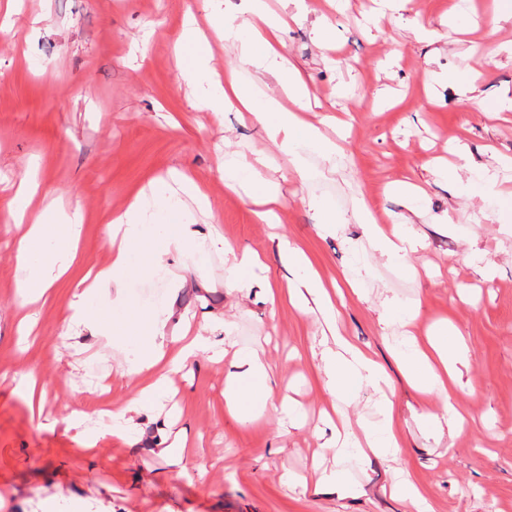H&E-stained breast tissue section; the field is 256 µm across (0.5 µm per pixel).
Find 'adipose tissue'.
<instances>
[{
    "instance_id": "ef3b65f1",
    "label": "adipose tissue",
    "mask_w": 512,
    "mask_h": 512,
    "mask_svg": "<svg viewBox=\"0 0 512 512\" xmlns=\"http://www.w3.org/2000/svg\"><path fill=\"white\" fill-rule=\"evenodd\" d=\"M212 25L223 35L225 42L236 49L237 62L227 67L223 81L218 82L211 77V55L202 49L193 54L184 78L190 84L203 87L200 104L213 110L234 107L252 113L264 126L270 140L290 156L291 173L301 181L313 177L305 161L308 153H317L323 163L335 166L342 148L305 119L309 109L308 87L303 75L289 65L280 23L264 15L255 24L239 19L237 14L220 12L214 15ZM263 73L276 78L280 95L264 92L259 79ZM266 166L267 158L262 154L250 161L228 154L221 162L225 188L247 190L251 214L260 224L273 223L286 203L277 184L264 178ZM172 181L198 206H209L208 194L190 175L174 172L169 178L157 180L152 184L150 194L134 195L125 208L113 215L104 239L110 260L104 265L85 263L79 252L82 233L79 211L44 209L30 213L35 186L16 192L6 220V230L16 234L15 265L22 297L19 304L22 321L35 320L36 304L57 281L69 275L73 264L83 263L93 277L77 290L63 319L65 327L82 325L94 335L110 339L127 335L130 321H137L142 326L144 338L136 343L130 370L136 379L135 395L119 406L98 401L94 412L104 419L132 422L148 404L168 393L172 374L186 360L200 352L222 358L228 353L227 345L232 342L228 335L216 339L198 332L175 353H167L166 308L161 306L143 311L127 302L123 294L112 293L111 285L118 274L143 270L165 273L169 267L163 259L170 254L178 253L197 260L206 252L220 250L229 264L227 287L243 294L252 288L256 280L254 270L261 265L257 255L238 250L227 242L219 226H212L208 237L198 238L189 223L187 206L171 201L166 195ZM354 217L363 224L373 249L390 266L411 271L409 257L422 246L411 225L385 227L377 224L370 203L364 199L359 200ZM280 248L282 260L301 271L300 277L288 280L285 285L289 299L300 305L310 298L320 303L325 322L333 331L331 343L325 344L321 351L327 387L332 396L343 398L356 384L382 387L385 382L383 368L347 337L336 332V309L321 276L305 253L286 239L281 240ZM415 318V308L404 310L402 329L408 332ZM447 333V328H439L434 337L422 343L408 332L399 356L416 390L439 399L436 408L425 413L426 423L435 429L448 426L450 432L458 434L462 431V421L452 403L457 385V368L452 357L455 347L448 343ZM233 355L234 370L229 373L224 390L229 414L242 422L258 411L291 417L295 407L286 399L275 398L262 353L256 349H239ZM322 448L333 453L338 467L322 475L320 481L338 489L350 483L344 468L346 461L362 463L374 457L396 456L400 441L392 400L385 397L379 401L376 421L365 425L362 434H355L344 424L332 426L331 435L325 439Z\"/></svg>"
}]
</instances>
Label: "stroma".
Returning a JSON list of instances; mask_svg holds the SVG:
<instances>
[{
	"label": "stroma",
	"instance_id": "obj_1",
	"mask_svg": "<svg viewBox=\"0 0 512 512\" xmlns=\"http://www.w3.org/2000/svg\"><path fill=\"white\" fill-rule=\"evenodd\" d=\"M238 2L15 0L11 16L0 14V216L18 186L38 178L45 192L32 211L81 209L80 250L105 264L112 213L170 171L193 175L212 203L211 213L196 214L197 230L222 225L227 241L257 252L265 264L260 283L246 296L225 288L224 257L213 254L185 268L179 283L131 273L122 291L144 310L169 306L172 328L189 317L229 323L238 347L264 350L275 394L293 398L304 423L295 428L267 412L246 423L231 418L224 399L229 363L201 354L175 377L171 400L135 418L126 441L101 437L95 451L83 452L86 431L99 426L91 388L107 387L116 405L134 395L120 374L134 359L130 344L65 329L79 268L54 285L30 337L20 341L16 239L0 225V512H415L387 492L400 470L420 488L424 512H512V167L499 165L512 157V112L485 115L512 99V0H412L374 27L365 19L377 0H344L339 10L306 0L301 23L284 0H261L285 21L287 57L303 73L313 104L309 119L319 122L328 112L351 118L345 158L329 172L309 154L317 176L306 184L293 178L287 155L249 113L196 108V91L182 76L192 54L176 47L185 14H194L220 75L236 51L219 40L211 18ZM323 16L334 27L332 52L315 36ZM417 23L439 39L416 38ZM475 42L495 47L492 61L472 52ZM464 80L474 84L480 106L462 98ZM460 143L474 164L496 172L494 196L463 193L456 178L431 173ZM227 153L271 156L263 174L287 200L278 223H255L245 194L225 190L218 159ZM397 179L422 185L426 198L410 203L393 189ZM359 196L379 223L413 217L425 243L411 257L419 278L370 248L352 218ZM313 197L348 223L321 232ZM283 233L324 280L358 278L361 294L335 298L336 321L389 375L402 448L397 460L374 458L354 469L362 489L355 497L318 488L312 475L318 462L336 468L315 435L332 400L319 358L330 332L318 311L269 294L292 275L276 245ZM475 250L492 266L491 277L470 264ZM414 300L417 336L447 324L466 353L452 397L466 420L461 435L424 429L420 415L435 400L410 385L399 367L400 332L380 321L390 303ZM25 371L45 384L47 423L31 419L14 388V374ZM75 410L89 415L84 432L63 423ZM177 430L196 442L182 467L155 448L163 433ZM288 473L306 476V484H288Z\"/></svg>",
	"mask_w": 512,
	"mask_h": 512
}]
</instances>
